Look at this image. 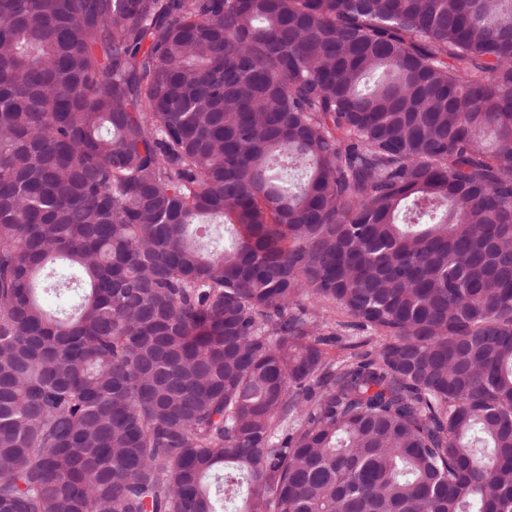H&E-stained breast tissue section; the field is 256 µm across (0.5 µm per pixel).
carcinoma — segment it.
<instances>
[{"instance_id": "obj_1", "label": "carcinoma", "mask_w": 512, "mask_h": 512, "mask_svg": "<svg viewBox=\"0 0 512 512\" xmlns=\"http://www.w3.org/2000/svg\"><path fill=\"white\" fill-rule=\"evenodd\" d=\"M238 499L512 512V0H0V512ZM336 343L324 347L330 356L341 357L351 352H365L370 350V346H362L367 334L357 329H347L340 331L336 328Z\"/></svg>"}]
</instances>
